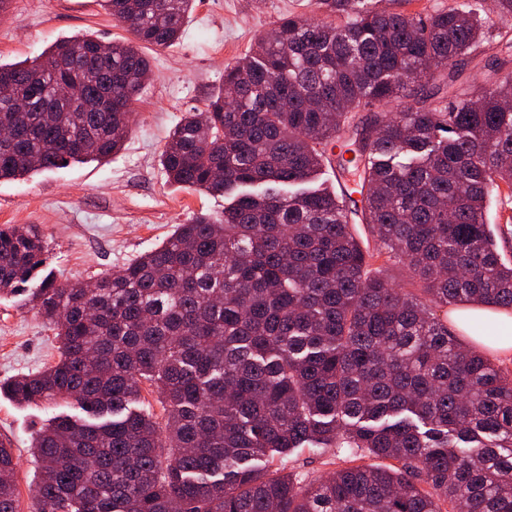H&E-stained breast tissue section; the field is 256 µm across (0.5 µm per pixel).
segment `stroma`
Instances as JSON below:
<instances>
[{"mask_svg":"<svg viewBox=\"0 0 512 512\" xmlns=\"http://www.w3.org/2000/svg\"><path fill=\"white\" fill-rule=\"evenodd\" d=\"M291 13L319 15L315 0H198L179 42L144 47L152 79L132 104L134 123L124 148L102 163L0 179V225L35 230L48 250L47 271L64 284L87 283L154 249L194 214L223 212V196L168 183L159 155L184 113L205 110L225 67ZM81 33L106 42L131 37L99 0H12L0 14V62L34 59L56 41ZM485 221L502 261L512 264L511 189L492 196ZM56 357L53 331L24 296H0V381L37 372ZM68 409L65 403L34 406L0 397V438L14 448L19 512L33 507L31 437L46 419ZM349 464L346 453L334 448H300L282 462L304 483Z\"/></svg>","mask_w":512,"mask_h":512,"instance_id":"stroma-1","label":"stroma"}]
</instances>
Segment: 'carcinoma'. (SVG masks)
Returning a JSON list of instances; mask_svg holds the SVG:
<instances>
[{"instance_id":"obj_1","label":"carcinoma","mask_w":512,"mask_h":512,"mask_svg":"<svg viewBox=\"0 0 512 512\" xmlns=\"http://www.w3.org/2000/svg\"><path fill=\"white\" fill-rule=\"evenodd\" d=\"M99 2L134 23L133 42L102 53L73 37L0 63L31 106L0 99V178L118 152L152 75L137 45L172 46L195 8ZM390 2L282 17L206 111L182 115L160 154L167 181L224 195V214L191 217L91 288L42 275L43 241L0 226V295L31 292L59 341L56 361L0 393L83 412L35 432L33 512H512V373L428 311L512 310V265L484 219L512 188V39L492 21L512 20V0ZM487 49L489 84H468ZM332 164L359 181L325 186ZM383 257L420 293L395 287ZM470 328L499 339L489 318ZM144 380L162 424L141 407ZM297 448L385 463L303 484L273 467ZM14 470L1 438L0 512H19Z\"/></svg>"}]
</instances>
